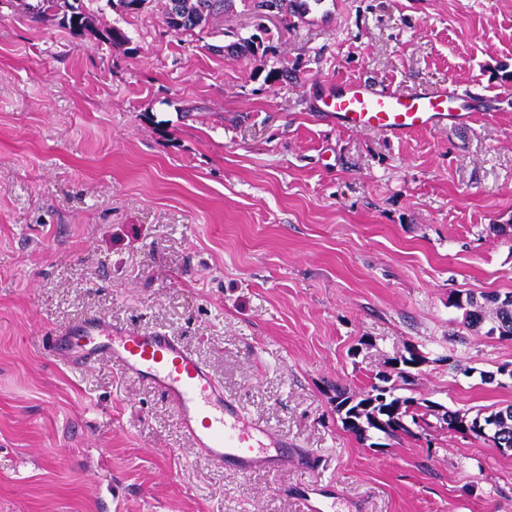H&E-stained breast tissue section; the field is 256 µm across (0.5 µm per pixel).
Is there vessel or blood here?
Returning a JSON list of instances; mask_svg holds the SVG:
<instances>
[{
    "instance_id": "obj_1",
    "label": "vessel or blood",
    "mask_w": 512,
    "mask_h": 512,
    "mask_svg": "<svg viewBox=\"0 0 512 512\" xmlns=\"http://www.w3.org/2000/svg\"><path fill=\"white\" fill-rule=\"evenodd\" d=\"M341 0H293L301 20L340 12ZM320 119L348 131H375L401 139L424 130L459 128L484 109L480 98L448 86L398 91L362 79L323 83L312 100ZM49 349L73 369L107 362L124 376L146 382L173 408L193 449L218 467L241 474L306 471L317 463L309 449L247 418L239 403L225 396L208 367L183 343L162 329L118 326L96 314L57 332ZM297 498L302 512H332L330 486L305 485Z\"/></svg>"
}]
</instances>
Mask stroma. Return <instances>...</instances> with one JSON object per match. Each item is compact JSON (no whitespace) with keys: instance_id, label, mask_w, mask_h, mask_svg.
I'll return each instance as SVG.
<instances>
[{"instance_id":"1","label":"stroma","mask_w":512,"mask_h":512,"mask_svg":"<svg viewBox=\"0 0 512 512\" xmlns=\"http://www.w3.org/2000/svg\"><path fill=\"white\" fill-rule=\"evenodd\" d=\"M31 2L0 0V512H300L288 489L311 481L339 487L334 512H512V452L443 428L361 441L332 402L415 347L424 397L468 420L512 404V340L448 304L512 293V0L282 11L239 56L253 0L188 33L165 0H92L79 36ZM336 78L487 108L401 141L341 131L310 107ZM92 313L180 336L318 467L224 470L146 383L64 367L46 337Z\"/></svg>"}]
</instances>
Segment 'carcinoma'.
<instances>
[{"instance_id":"1","label":"carcinoma","mask_w":512,"mask_h":512,"mask_svg":"<svg viewBox=\"0 0 512 512\" xmlns=\"http://www.w3.org/2000/svg\"><path fill=\"white\" fill-rule=\"evenodd\" d=\"M227 2L167 0L164 16L168 18L170 11L177 10L186 21L181 31L192 32L210 17L224 13ZM30 9L36 19L49 13L62 12V25L76 35L87 28L90 19V12L83 5H71L69 0H35ZM448 305L462 311L461 325L464 328L479 329L488 321L491 326L486 335L512 339V295L502 299L495 294H483L478 298L472 293L464 297L457 293L448 296ZM424 361L425 356L418 350L408 351V355L395 361V365L401 366L399 377L407 380L406 368ZM401 389L402 385L392 382L384 374L376 376V381L357 392L338 389L333 397L336 414L344 428L362 441L369 439L372 431L386 435L403 432L416 437L425 436L432 428L428 416L434 415L450 431L487 437L501 452L512 451V404L487 415L479 412L468 421L428 398L397 394Z\"/></svg>"}]
</instances>
